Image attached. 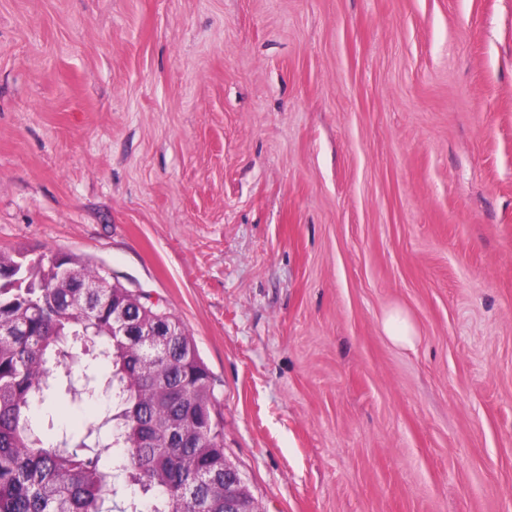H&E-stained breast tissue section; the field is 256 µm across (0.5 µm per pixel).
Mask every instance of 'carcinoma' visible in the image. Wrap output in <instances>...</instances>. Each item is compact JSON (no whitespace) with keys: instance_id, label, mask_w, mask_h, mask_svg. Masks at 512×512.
Returning a JSON list of instances; mask_svg holds the SVG:
<instances>
[{"instance_id":"carcinoma-1","label":"carcinoma","mask_w":512,"mask_h":512,"mask_svg":"<svg viewBox=\"0 0 512 512\" xmlns=\"http://www.w3.org/2000/svg\"><path fill=\"white\" fill-rule=\"evenodd\" d=\"M71 269L74 280L61 272ZM107 277L65 254L33 258L0 253V512H224V436L210 371L183 324L141 301L137 314L162 319L181 332L147 362L141 337L112 335V293ZM79 404L105 395L115 413L78 437L49 438L33 419L59 389ZM180 421L194 436L184 445L155 448ZM108 426L118 456H103L92 435ZM124 478L130 494L115 502Z\"/></svg>"}]
</instances>
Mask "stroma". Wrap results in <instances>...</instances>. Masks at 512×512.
Wrapping results in <instances>:
<instances>
[{
    "label": "stroma",
    "mask_w": 512,
    "mask_h": 512,
    "mask_svg": "<svg viewBox=\"0 0 512 512\" xmlns=\"http://www.w3.org/2000/svg\"><path fill=\"white\" fill-rule=\"evenodd\" d=\"M20 248L181 321L263 512H512V0H0ZM384 330L394 342L407 346L413 345L415 336L413 326L400 311H392L386 316Z\"/></svg>",
    "instance_id": "stroma-1"
}]
</instances>
